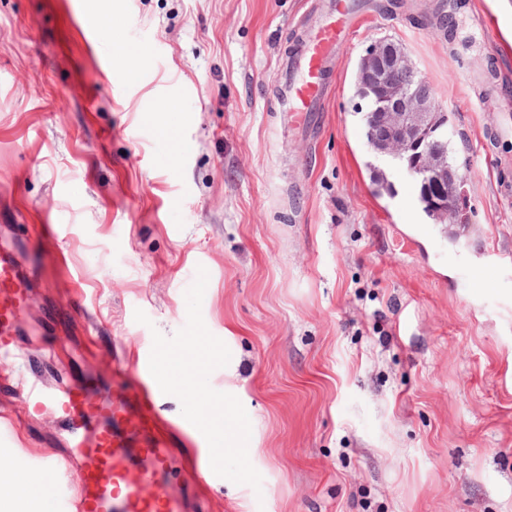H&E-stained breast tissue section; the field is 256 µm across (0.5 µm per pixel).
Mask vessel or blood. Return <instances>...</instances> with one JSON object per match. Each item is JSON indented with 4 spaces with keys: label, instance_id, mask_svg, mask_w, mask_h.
I'll return each mask as SVG.
<instances>
[{
    "label": "vessel or blood",
    "instance_id": "1",
    "mask_svg": "<svg viewBox=\"0 0 512 512\" xmlns=\"http://www.w3.org/2000/svg\"><path fill=\"white\" fill-rule=\"evenodd\" d=\"M355 0H324L307 27L299 54L288 63V75L278 97L286 112L319 111L326 82L340 49L354 30ZM20 244L0 247V367L12 365L9 345L14 322L28 300L29 281L23 274ZM158 387L126 385L101 390L89 400L84 387L73 385L48 390L36 380L22 391L24 401L61 407L68 426L66 456L69 461L94 455L99 466L92 471L61 469L49 458L40 460L38 489L57 512H187V503L169 490V475L176 458L168 424L160 417L152 397ZM77 488L62 498L63 481ZM153 494H144L145 485Z\"/></svg>",
    "mask_w": 512,
    "mask_h": 512
}]
</instances>
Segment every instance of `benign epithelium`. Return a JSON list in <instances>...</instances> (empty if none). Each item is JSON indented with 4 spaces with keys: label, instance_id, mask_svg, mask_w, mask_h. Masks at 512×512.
<instances>
[{
    "label": "benign epithelium",
    "instance_id": "7a95c632",
    "mask_svg": "<svg viewBox=\"0 0 512 512\" xmlns=\"http://www.w3.org/2000/svg\"><path fill=\"white\" fill-rule=\"evenodd\" d=\"M392 67L410 72L414 83L404 86L390 81ZM357 84V110L364 111L365 103H376L375 139L370 148L400 161L419 185L433 191L438 217L458 223L464 206L463 175L448 169V153L439 150L444 115L407 52L393 51L384 39L370 43L360 60ZM445 178L455 185L452 198L443 184Z\"/></svg>",
    "mask_w": 512,
    "mask_h": 512
}]
</instances>
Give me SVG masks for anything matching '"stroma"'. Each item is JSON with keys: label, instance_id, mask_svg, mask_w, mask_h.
I'll return each mask as SVG.
<instances>
[{"label": "stroma", "instance_id": "obj_1", "mask_svg": "<svg viewBox=\"0 0 512 512\" xmlns=\"http://www.w3.org/2000/svg\"><path fill=\"white\" fill-rule=\"evenodd\" d=\"M359 2L300 122L277 95L316 0H112L95 18L87 0H0V236L26 243L32 282L14 343L81 345L68 369L34 361L51 386L108 381L114 356L184 327L205 267L202 316L231 352L209 384L246 409L262 476H210L211 512H512V0ZM381 38L448 114L459 242L365 142L355 75ZM163 126L182 151L162 156ZM491 251L497 269L469 276ZM157 406L188 491L208 444L176 397ZM22 409L0 389V471L28 475L65 430L52 409L14 428Z\"/></svg>", "mask_w": 512, "mask_h": 512}]
</instances>
